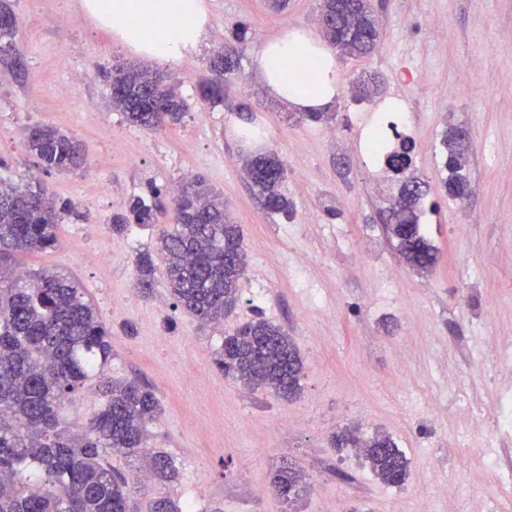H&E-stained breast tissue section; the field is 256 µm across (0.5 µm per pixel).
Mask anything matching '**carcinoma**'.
Listing matches in <instances>:
<instances>
[{"mask_svg": "<svg viewBox=\"0 0 512 512\" xmlns=\"http://www.w3.org/2000/svg\"><path fill=\"white\" fill-rule=\"evenodd\" d=\"M323 39L341 52L369 54L380 33L368 0H322ZM19 25L0 27V63L20 67ZM237 67L236 48L229 44L210 62V76L199 85L202 98L224 101V81ZM112 109L131 124L160 130L179 122L187 103L170 76L146 64L119 63L109 73ZM387 152L391 171H405L412 147L407 138ZM445 181L448 193L461 201L470 184L457 175L465 156L453 130L445 133ZM25 145L46 172L69 173L85 163L81 142L51 125H37ZM251 189L265 207L288 213L283 185L286 168L274 154L245 161ZM151 201L132 198L126 212L112 216V231L131 224L152 225L161 204V190L150 188ZM424 190L409 176L402 183L400 203L389 211L388 228L406 262L427 272L438 261L420 220ZM72 205H57L48 187L37 181L18 185L0 180V512H133L126 478L107 457H138L156 486L175 480L173 461L147 446V424L160 411L155 394L134 381H114L103 374L112 361L111 332L80 283L58 269L21 267L19 258L55 248L58 227ZM175 228L163 230L158 250L175 307L202 322H216L240 300L239 281L247 269L239 225L224 198L195 178L174 200ZM134 287L150 292L155 265L152 254L136 261ZM224 375L253 389L271 388L292 400L301 391L303 362L288 331L258 317L224 337L215 359ZM96 379L100 407L81 427L64 418V402L86 382ZM339 449L357 448L373 475L399 486L409 474V459L393 439L377 433L362 440L344 430L334 436ZM302 475L292 467L277 471L272 484L285 501L298 494ZM42 483L48 491L33 490ZM150 512H182L168 495L152 499Z\"/></svg>", "mask_w": 512, "mask_h": 512, "instance_id": "carcinoma-1", "label": "carcinoma"}]
</instances>
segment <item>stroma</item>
I'll return each instance as SVG.
<instances>
[{
	"label": "stroma",
	"instance_id": "35a3bbf8",
	"mask_svg": "<svg viewBox=\"0 0 512 512\" xmlns=\"http://www.w3.org/2000/svg\"><path fill=\"white\" fill-rule=\"evenodd\" d=\"M4 2L20 24L26 71L0 65V179L38 175L74 207L57 246L22 263L80 281L112 335L106 375L155 393L161 411L148 446L178 469L166 494L195 499L198 512H336L340 502L362 512H477L482 454L512 455V431L496 417L500 398L512 396V0H370L380 40L368 56L337 57L329 123L298 121L257 71L266 44L318 34L320 0H202L204 42L188 64L160 65L188 104L162 131L113 110L105 71L142 55L83 0ZM230 42L239 65L224 100L203 101L209 60ZM368 73L381 91L356 99L352 85ZM392 102L413 141L411 169L428 184L420 222L438 255L429 273L412 270L387 231L393 174L360 138ZM37 124L79 140L86 168L40 171L24 145ZM456 126L473 136L463 203L443 187V138ZM247 128L260 137L243 138ZM269 151L287 166V214L267 211L243 171L246 157ZM189 175L223 196L246 253L241 301L218 323L175 308L163 261L152 293L134 287L135 260L155 251ZM151 184L164 204L156 225L113 233V214ZM258 313L299 350L295 399L243 386L214 363L225 335ZM346 429L388 434L410 461L407 481L385 485L355 450L335 448L333 435ZM288 465L305 481L286 503L270 488Z\"/></svg>",
	"mask_w": 512,
	"mask_h": 512
}]
</instances>
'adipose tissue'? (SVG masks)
I'll return each instance as SVG.
<instances>
[{"mask_svg":"<svg viewBox=\"0 0 512 512\" xmlns=\"http://www.w3.org/2000/svg\"><path fill=\"white\" fill-rule=\"evenodd\" d=\"M86 9L146 56L173 64L206 31L199 0H87ZM334 65L326 47L295 33L265 45L257 60L268 91L301 112H323L334 102Z\"/></svg>","mask_w":512,"mask_h":512,"instance_id":"adipose-tissue-1","label":"adipose tissue"}]
</instances>
